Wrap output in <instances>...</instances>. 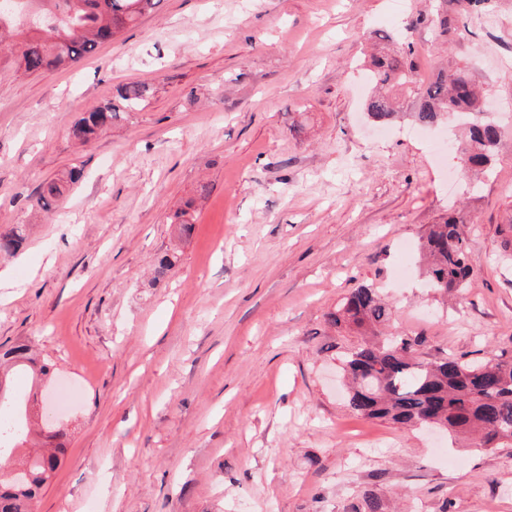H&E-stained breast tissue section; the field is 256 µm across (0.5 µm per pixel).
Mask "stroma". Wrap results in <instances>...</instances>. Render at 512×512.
I'll return each mask as SVG.
<instances>
[{
    "label": "stroma",
    "mask_w": 512,
    "mask_h": 512,
    "mask_svg": "<svg viewBox=\"0 0 512 512\" xmlns=\"http://www.w3.org/2000/svg\"><path fill=\"white\" fill-rule=\"evenodd\" d=\"M402 1L163 0L63 71L0 50V227H29L0 260V345L30 342L78 392L34 512H342L367 487L393 512H512V447L352 412L359 335L325 319L367 285L425 357L512 350V0ZM386 36L419 84L463 68L483 88L503 126L485 177L452 124L374 133L363 51ZM128 82L151 86L144 109L73 140ZM203 183L179 238L168 218ZM454 204L475 277L447 301L414 247ZM81 177V171L77 167L61 173L58 177L43 182L39 188L36 197L31 201V209H40L49 211L56 205L63 195L66 187L78 182Z\"/></svg>",
    "instance_id": "1"
}]
</instances>
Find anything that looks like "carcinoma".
<instances>
[{
  "instance_id": "carcinoma-1",
  "label": "carcinoma",
  "mask_w": 512,
  "mask_h": 512,
  "mask_svg": "<svg viewBox=\"0 0 512 512\" xmlns=\"http://www.w3.org/2000/svg\"><path fill=\"white\" fill-rule=\"evenodd\" d=\"M160 0H25V7L0 12V44L18 48L19 68L29 74L58 70L92 55L103 43L113 40L140 17L155 10ZM369 78L376 86L367 103V115L376 123L397 116L396 91L414 93L413 121L437 127L452 115H466L461 123L466 137V170L483 172L501 141L500 126L479 117L485 102L468 73L458 69L448 78L426 86L417 85L415 63L405 49L373 55ZM149 88L139 82L126 83L116 96L85 113L69 130L80 142L142 107ZM81 171L72 167L43 182L30 208L49 211L66 187L78 182ZM196 199L186 200L173 216L179 232L188 235L195 224ZM465 216L455 208L439 224H432L419 243L425 259L423 275L429 287L454 295L467 287L474 273ZM26 242V227L14 224L0 230V256H12ZM390 304L375 289L361 285L327 314V320L361 331L363 339L344 357L350 380L348 407L358 416L385 420L402 428H441L448 435H475L478 448L512 447V357L492 356L484 363H467L448 356L427 359L417 346L420 336H387L384 328L392 320ZM24 374L31 387L40 390L44 403L57 372L54 364L37 358L28 344L0 350V410L14 416V424L0 428V512H33L41 489L53 479L69 439L61 424L45 423L37 434L43 451L21 464L18 471L8 466L9 455L22 447L34 431L30 396L14 388ZM349 512H388V504L372 488L363 490L360 503Z\"/></svg>"
}]
</instances>
